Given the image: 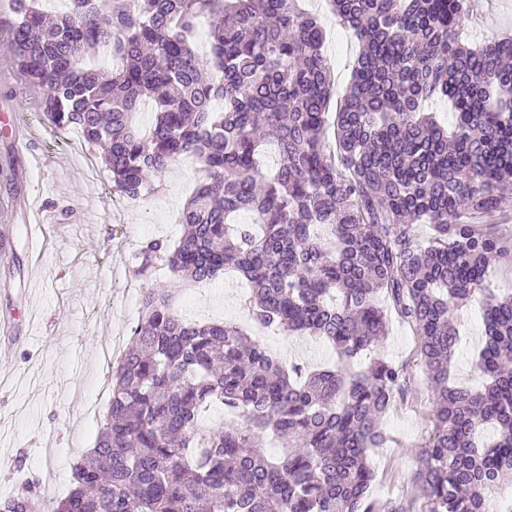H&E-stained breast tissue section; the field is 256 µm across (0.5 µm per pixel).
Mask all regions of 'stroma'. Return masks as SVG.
Returning a JSON list of instances; mask_svg holds the SVG:
<instances>
[{
    "mask_svg": "<svg viewBox=\"0 0 512 512\" xmlns=\"http://www.w3.org/2000/svg\"><path fill=\"white\" fill-rule=\"evenodd\" d=\"M326 30L324 51L331 62L337 93H344L359 44L330 12L327 0H303ZM481 43L512 36V0H472L464 29ZM28 117L37 136L17 148V117ZM80 133L56 131L41 112H28L21 90L0 78V206L17 186L19 198L33 197L43 225L31 237L25 223L14 226L0 261V322L10 323L17 339L11 363L0 364V500L31 485L39 501L64 496L74 464L94 447L108 405L110 363L100 358L104 345L120 356L136 327L144 291L171 288L173 307L196 321H227L261 331V343L282 362L315 367L335 362L327 343L257 329L247 306L243 279L225 276L204 285L177 283L165 266L139 276L135 257L156 238L176 239L177 216L199 185L192 161L173 165L154 181L153 193L131 201L112 191V179ZM378 305L387 317V334L360 364L384 359L406 364L410 394L386 414L388 437L372 463L377 479L372 496L384 502L407 501L422 512L424 501L413 482L418 445L432 427V399L426 368L413 329L395 313L386 296ZM460 332L452 360L453 383L474 388L482 346L483 318L478 305L456 314Z\"/></svg>",
    "mask_w": 512,
    "mask_h": 512,
    "instance_id": "35a3bbf8",
    "label": "stroma"
}]
</instances>
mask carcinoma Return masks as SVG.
Returning <instances> with one entry per match:
<instances>
[{
  "label": "carcinoma",
  "instance_id": "cac0c4a2",
  "mask_svg": "<svg viewBox=\"0 0 512 512\" xmlns=\"http://www.w3.org/2000/svg\"><path fill=\"white\" fill-rule=\"evenodd\" d=\"M468 3L330 0L359 43L331 140L325 35L298 0H66L52 17L13 0L0 24L16 67L57 130L102 149L113 191L137 200L178 158L202 165L182 235L147 242L137 272L161 263L199 285L233 269L256 324L325 339L339 358L286 367L235 325L178 314L169 289L144 292L95 448L51 512H411L369 496L407 368L348 369L386 336L381 294L418 336L433 392L413 479L423 512H497L493 493L512 479V295L486 284L507 247L478 220L512 198V37L463 41ZM203 22L206 56L192 42ZM100 52L121 61L109 77L87 64ZM433 97L448 99L451 130L425 113ZM269 145L279 162L265 173ZM240 211L253 223H232ZM476 296L486 340L471 390L450 384V365L454 315ZM212 406L237 420L201 427ZM0 512L41 507L17 495Z\"/></svg>",
  "mask_w": 512,
  "mask_h": 512
}]
</instances>
